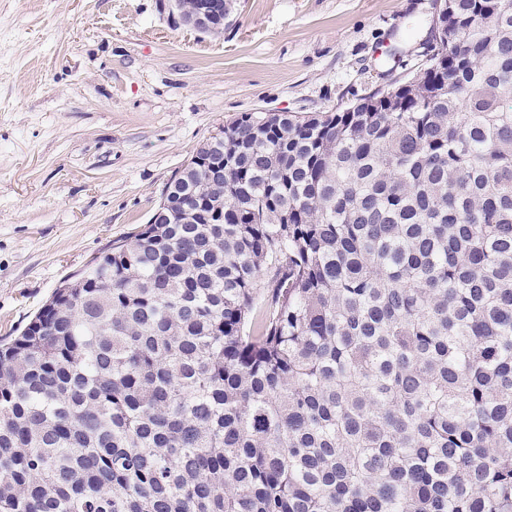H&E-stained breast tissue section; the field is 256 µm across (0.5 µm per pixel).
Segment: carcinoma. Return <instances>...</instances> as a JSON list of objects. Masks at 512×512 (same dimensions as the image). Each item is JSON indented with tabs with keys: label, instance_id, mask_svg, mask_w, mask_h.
Listing matches in <instances>:
<instances>
[{
	"label": "carcinoma",
	"instance_id": "obj_1",
	"mask_svg": "<svg viewBox=\"0 0 512 512\" xmlns=\"http://www.w3.org/2000/svg\"><path fill=\"white\" fill-rule=\"evenodd\" d=\"M443 4L0 341V512H512V0Z\"/></svg>",
	"mask_w": 512,
	"mask_h": 512
}]
</instances>
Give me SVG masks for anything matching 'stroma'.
I'll use <instances>...</instances> for the list:
<instances>
[{"label": "stroma", "mask_w": 512, "mask_h": 512, "mask_svg": "<svg viewBox=\"0 0 512 512\" xmlns=\"http://www.w3.org/2000/svg\"><path fill=\"white\" fill-rule=\"evenodd\" d=\"M437 0H236L223 34L173 0H0V338L245 112H325L410 77Z\"/></svg>", "instance_id": "35a3bbf8"}]
</instances>
